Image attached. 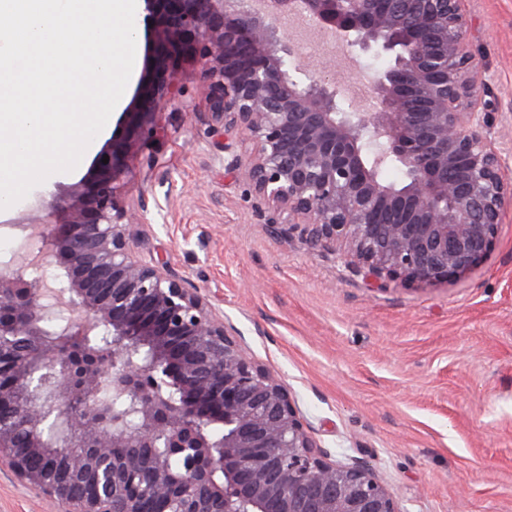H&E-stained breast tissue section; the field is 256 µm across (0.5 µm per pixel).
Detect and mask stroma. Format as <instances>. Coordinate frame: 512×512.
<instances>
[{
    "label": "stroma",
    "mask_w": 512,
    "mask_h": 512,
    "mask_svg": "<svg viewBox=\"0 0 512 512\" xmlns=\"http://www.w3.org/2000/svg\"><path fill=\"white\" fill-rule=\"evenodd\" d=\"M464 7L488 130L512 179V0ZM154 25L148 0H138L121 106L78 167L50 175L36 193L79 182L120 131L149 67ZM299 46L306 70L331 66L340 90L370 86L385 66L354 50L326 55L305 36ZM178 83L164 132L121 188L125 205H147L144 223L128 228L135 250L199 288L290 388L318 444L332 459L367 464L405 512H512V204L472 272L435 286L373 288L298 233L271 232L266 201L225 168L221 138L199 110L193 62H182ZM59 510L0 470V512Z\"/></svg>",
    "instance_id": "obj_1"
}]
</instances>
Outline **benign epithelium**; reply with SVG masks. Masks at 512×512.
<instances>
[{
  "label": "benign epithelium",
  "instance_id": "1",
  "mask_svg": "<svg viewBox=\"0 0 512 512\" xmlns=\"http://www.w3.org/2000/svg\"><path fill=\"white\" fill-rule=\"evenodd\" d=\"M151 2V66L122 133L83 180L11 223L40 260L0 262V464L66 512H404L369 466L330 458L199 289L138 257L127 228L146 205L126 207L119 187L191 59L224 151L253 144L230 166L272 229L381 288L466 274L494 245L512 181L479 107L462 0ZM295 5L390 59L374 111L343 109L328 78L288 64L278 21ZM388 166L402 184L381 179ZM108 382L133 423L103 410Z\"/></svg>",
  "mask_w": 512,
  "mask_h": 512
}]
</instances>
